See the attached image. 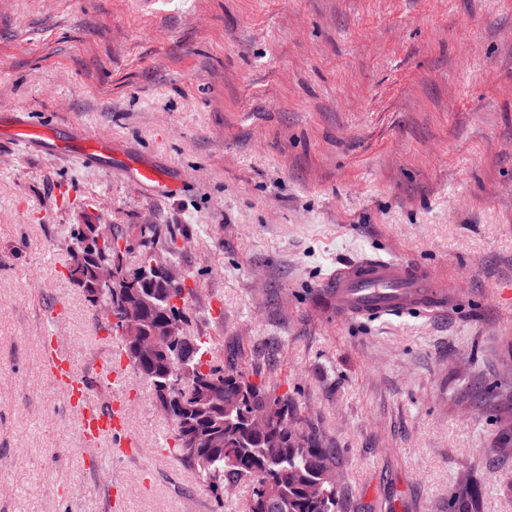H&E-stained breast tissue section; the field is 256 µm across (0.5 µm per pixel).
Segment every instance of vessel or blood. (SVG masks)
<instances>
[{"label":"vessel or blood","mask_w":512,"mask_h":512,"mask_svg":"<svg viewBox=\"0 0 512 512\" xmlns=\"http://www.w3.org/2000/svg\"><path fill=\"white\" fill-rule=\"evenodd\" d=\"M16 139L25 143L48 146L61 155H77L98 164L112 157V144L89 137L77 141L59 140L55 128L48 124L21 121L13 130ZM128 167L139 183L167 191L169 179L164 172L140 160L129 161ZM328 298L338 318L356 319L388 313L425 314L455 309L458 301L453 292L426 267L403 260L366 259L345 265L329 282ZM44 363L55 383L67 392L69 406L76 418L86 448L94 450L102 438L120 432L119 412L99 410L91 394L62 349L55 332L41 336Z\"/></svg>","instance_id":"vessel-or-blood-1"}]
</instances>
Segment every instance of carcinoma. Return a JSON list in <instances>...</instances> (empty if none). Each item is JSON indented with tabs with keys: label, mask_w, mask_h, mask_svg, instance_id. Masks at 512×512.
<instances>
[{
	"label": "carcinoma",
	"mask_w": 512,
	"mask_h": 512,
	"mask_svg": "<svg viewBox=\"0 0 512 512\" xmlns=\"http://www.w3.org/2000/svg\"><path fill=\"white\" fill-rule=\"evenodd\" d=\"M102 239L100 251L124 267L135 287L124 292L100 288L94 264L78 260L89 240ZM124 235L103 224H73L70 227L71 282L81 289L104 320L117 307L138 320L144 335L152 336L170 319L188 321L195 289L186 283L159 280L151 274L152 250L166 254L171 265L179 250L177 238L161 236L157 224L139 227L140 263L126 266L118 254ZM139 377L148 384L172 422V435L165 450L176 461L191 467L206 485L218 506L224 504V486L241 477L251 483L248 512H336V449L326 446L297 403L288 394L277 393L257 371L240 363L242 354L231 349L222 364L206 359L207 343L200 336L182 335L178 340H159L162 351L153 358L132 355L131 338L112 330ZM181 378L193 392L183 398L172 387ZM269 413L265 430L248 424L252 407ZM220 435L223 447L210 446ZM458 512H480L477 488L465 486L456 495Z\"/></svg>",
	"instance_id": "cac0c4a2"
}]
</instances>
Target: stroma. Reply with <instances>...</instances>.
<instances>
[{
  "label": "stroma",
  "instance_id": "obj_1",
  "mask_svg": "<svg viewBox=\"0 0 512 512\" xmlns=\"http://www.w3.org/2000/svg\"><path fill=\"white\" fill-rule=\"evenodd\" d=\"M17 114L115 149L98 167L0 137V512H247L248 479L219 505L159 453L167 414L66 274L84 223L177 235L187 333L218 362L237 343L302 407L339 512H451L468 479L512 512V0H0ZM365 257L424 265L464 305L338 320L326 285ZM51 323L137 447H84L43 366ZM128 167L141 184L152 185L158 192H166L169 188V179L164 172L153 165L146 164L139 159L130 160Z\"/></svg>",
  "mask_w": 512,
  "mask_h": 512
}]
</instances>
